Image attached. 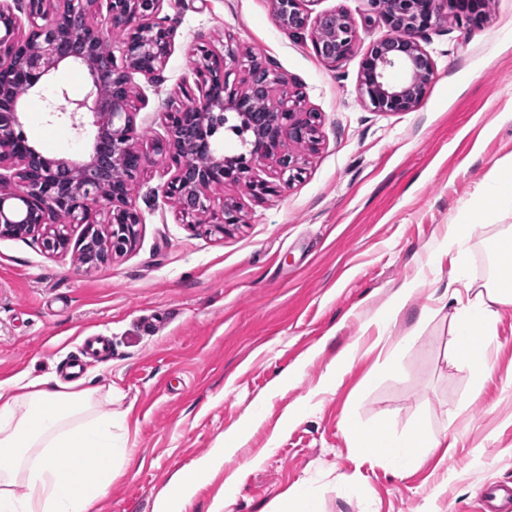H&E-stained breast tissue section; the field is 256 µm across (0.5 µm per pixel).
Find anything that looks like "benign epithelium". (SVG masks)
Wrapping results in <instances>:
<instances>
[{"label":"benign epithelium","instance_id":"7a95c632","mask_svg":"<svg viewBox=\"0 0 512 512\" xmlns=\"http://www.w3.org/2000/svg\"><path fill=\"white\" fill-rule=\"evenodd\" d=\"M25 0L24 13L30 33L38 36L41 51L21 60L15 53L21 45L19 19L9 5L0 6V85L22 84L30 90L61 63L73 59L87 65L95 91L73 101L66 113L75 129L84 126L85 115L93 117L96 135L88 158L68 161L47 157L23 138L20 100L0 98V168L14 169L18 188L0 187V236L39 234L45 250L58 253L70 248L67 225L54 224V212L72 210V223L82 226L76 246L91 251L90 263H104L126 250L138 235L140 214L128 205L129 178L125 163L137 159L136 169L146 163L134 141L139 133L128 94V71L140 70L139 62L151 60L147 75L157 74L170 53V29L154 21L160 0H109L107 27L91 22L98 0ZM315 0H275L280 26L299 34L309 23L308 4ZM389 34L374 42L364 56L359 75V94L376 112L412 111L423 99L435 68L430 53L418 38L449 11L458 19L479 26L487 18L486 0H369ZM119 26L125 38L118 43L116 59L104 29ZM311 42L326 63H336L352 54L357 33L351 15L344 9L318 15ZM196 73L202 78V96L165 115L168 136L155 141L154 150L166 154L175 165L164 186L165 197L174 200L182 219L210 213L211 227L224 234L241 221L234 200L211 207L210 189L238 181L253 162L273 159L281 175L292 181L301 174L298 158L289 143L318 142V114L305 109L304 98L270 99V87L281 82L268 65L239 55L231 45L224 53L199 49ZM243 67L244 87H229L230 68ZM399 71L402 81L393 83L389 73ZM232 110L257 127L255 148L250 155L222 156L214 153L210 128L215 119ZM205 153L209 165L199 167L192 158ZM105 215L99 220L98 215Z\"/></svg>","mask_w":512,"mask_h":512}]
</instances>
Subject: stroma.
I'll list each match as a JSON object with an SVG mask.
<instances>
[{
  "instance_id": "35a3bbf8",
  "label": "stroma",
  "mask_w": 512,
  "mask_h": 512,
  "mask_svg": "<svg viewBox=\"0 0 512 512\" xmlns=\"http://www.w3.org/2000/svg\"><path fill=\"white\" fill-rule=\"evenodd\" d=\"M347 10L357 41L347 59H319L309 35L278 25L271 0H161L172 30L159 76L134 71L139 150L150 160L129 203L138 237L106 263L76 250L46 252L31 235L0 237V382L60 376L84 337L109 338L111 354L86 372L87 386L121 399L135 463L112 482L96 512H155L181 471L218 453L225 431L259 420L181 512H285L288 492H312L317 512H484L488 485L512 484V309L489 337L481 383L449 362L457 303L446 295L457 271L475 285L487 274L489 229L467 259L443 243L490 169L512 158V0H493L486 21L448 18L420 40L435 75L411 112L373 111L358 93L363 57L388 33L366 0H315L313 13ZM282 79L276 98L303 95L317 112L316 147L290 150L303 168L283 183L273 161L212 191L237 201L230 233L181 223L163 194L174 168L151 144L185 93L199 95L196 47L226 43ZM92 89L87 67L65 62L22 101L28 141L44 154L84 159L96 133L50 115ZM262 181L268 193L254 194ZM425 285L383 341L366 325L403 283ZM359 352L325 386L330 364ZM312 410H305V403ZM299 419L285 424L290 411ZM424 421L448 447L423 465L365 456L349 425L402 434ZM261 465L249 466L250 458Z\"/></svg>"
}]
</instances>
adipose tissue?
<instances>
[{
    "label": "adipose tissue",
    "mask_w": 512,
    "mask_h": 512,
    "mask_svg": "<svg viewBox=\"0 0 512 512\" xmlns=\"http://www.w3.org/2000/svg\"><path fill=\"white\" fill-rule=\"evenodd\" d=\"M512 209V159L487 174L471 208L449 225L448 248L466 251L481 226L497 222V212ZM512 307V228L498 230L490 242V272L457 311L451 360L467 367L475 381L489 371L485 352L474 339L492 332L502 309ZM95 389H68L52 378L0 382V512H94L114 475L128 463L121 412L103 413ZM369 457H397L419 466L420 449H437L438 435L414 422L403 441H387L374 429L350 427Z\"/></svg>",
    "instance_id": "1"
}]
</instances>
